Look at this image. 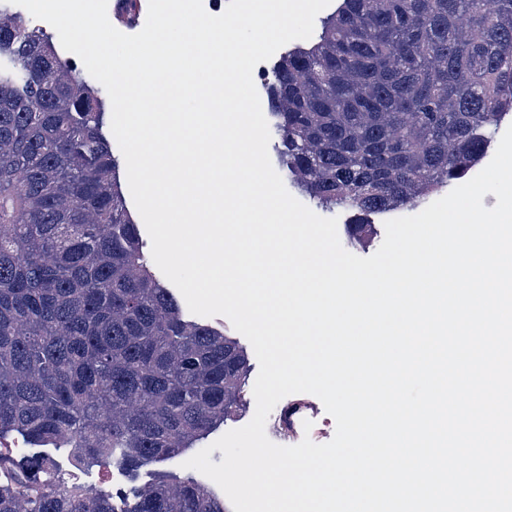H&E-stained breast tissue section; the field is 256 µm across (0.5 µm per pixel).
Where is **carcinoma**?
Returning a JSON list of instances; mask_svg holds the SVG:
<instances>
[{"label": "carcinoma", "mask_w": 512, "mask_h": 512, "mask_svg": "<svg viewBox=\"0 0 512 512\" xmlns=\"http://www.w3.org/2000/svg\"><path fill=\"white\" fill-rule=\"evenodd\" d=\"M291 181L327 208L408 209L458 182L512 112V0H342L268 83ZM104 101L49 37L0 21V512H224L165 473L134 502L69 483L52 452L135 472L245 398L238 342L185 319L145 262Z\"/></svg>", "instance_id": "carcinoma-1"}]
</instances>
